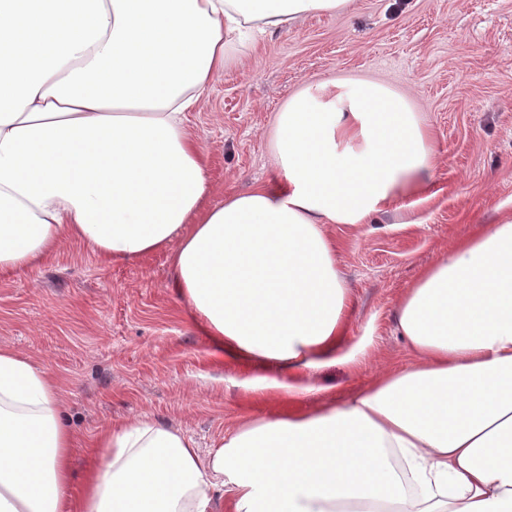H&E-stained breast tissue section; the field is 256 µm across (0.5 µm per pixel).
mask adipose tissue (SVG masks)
I'll return each mask as SVG.
<instances>
[{
	"label": "adipose tissue",
	"instance_id": "adipose-tissue-1",
	"mask_svg": "<svg viewBox=\"0 0 512 512\" xmlns=\"http://www.w3.org/2000/svg\"><path fill=\"white\" fill-rule=\"evenodd\" d=\"M351 0H0V278L66 239L107 262L166 250L178 297L246 389L297 400L336 362L353 295L330 224L424 190L431 134L371 81L295 94L275 183L207 202L187 129L232 50ZM407 366L312 414L246 415L208 459L144 415L87 443L42 363L0 347V512H512V204L404 292ZM274 365L280 380L261 375ZM100 466L70 493L76 453Z\"/></svg>",
	"mask_w": 512,
	"mask_h": 512
}]
</instances>
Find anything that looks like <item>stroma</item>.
<instances>
[{"mask_svg":"<svg viewBox=\"0 0 512 512\" xmlns=\"http://www.w3.org/2000/svg\"><path fill=\"white\" fill-rule=\"evenodd\" d=\"M335 78L408 94L435 143L424 192L373 223L327 227L354 297L342 347L364 346L359 369L323 368L309 378L316 393L296 401L255 394L242 384L243 367L181 305L167 252L105 264L67 239L36 269L0 279V346L56 374L77 438L150 415L192 434L205 455L241 416L340 405L407 364L400 297L512 202V0H351L343 14L311 15L260 39L190 115L209 203L270 181L275 113L304 86Z\"/></svg>","mask_w":512,"mask_h":512,"instance_id":"stroma-1","label":"stroma"}]
</instances>
